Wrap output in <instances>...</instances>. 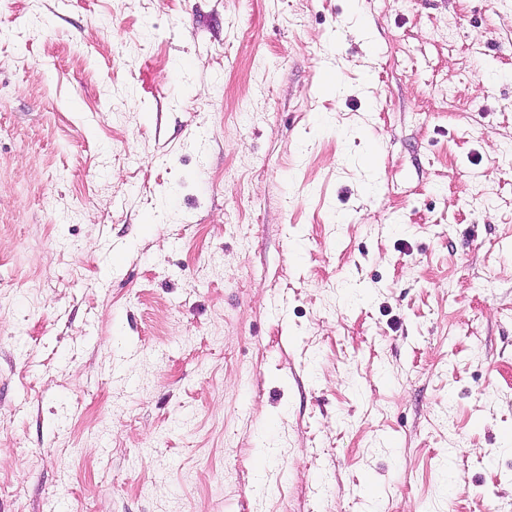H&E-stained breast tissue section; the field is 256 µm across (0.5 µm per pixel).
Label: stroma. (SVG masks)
I'll return each instance as SVG.
<instances>
[{
    "label": "stroma",
    "mask_w": 512,
    "mask_h": 512,
    "mask_svg": "<svg viewBox=\"0 0 512 512\" xmlns=\"http://www.w3.org/2000/svg\"><path fill=\"white\" fill-rule=\"evenodd\" d=\"M512 0H0V512H512Z\"/></svg>",
    "instance_id": "1"
}]
</instances>
